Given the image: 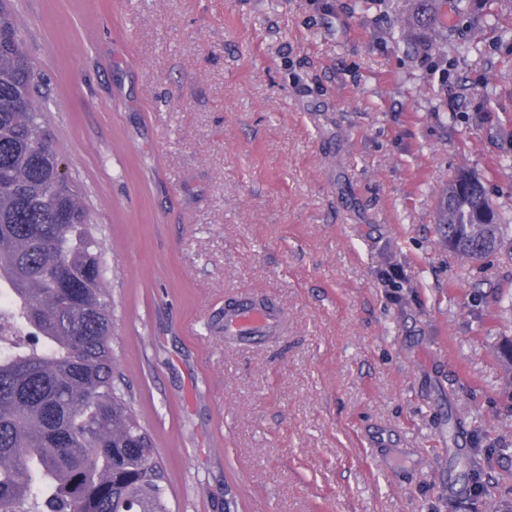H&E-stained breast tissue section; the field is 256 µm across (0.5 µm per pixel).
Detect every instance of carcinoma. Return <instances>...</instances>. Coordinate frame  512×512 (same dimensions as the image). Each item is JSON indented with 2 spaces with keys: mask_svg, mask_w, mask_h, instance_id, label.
<instances>
[{
  "mask_svg": "<svg viewBox=\"0 0 512 512\" xmlns=\"http://www.w3.org/2000/svg\"><path fill=\"white\" fill-rule=\"evenodd\" d=\"M409 2L401 27L430 31L445 5L460 15L470 0ZM22 27L0 0V283L28 329L0 335V512H171L154 438L116 376L103 229L81 181L59 170ZM437 224L467 261L512 260V225L475 176L448 181Z\"/></svg>",
  "mask_w": 512,
  "mask_h": 512,
  "instance_id": "1",
  "label": "carcinoma"
}]
</instances>
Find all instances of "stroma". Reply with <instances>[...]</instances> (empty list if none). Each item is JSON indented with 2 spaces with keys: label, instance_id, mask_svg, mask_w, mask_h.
<instances>
[{
  "label": "stroma",
  "instance_id": "1",
  "mask_svg": "<svg viewBox=\"0 0 512 512\" xmlns=\"http://www.w3.org/2000/svg\"><path fill=\"white\" fill-rule=\"evenodd\" d=\"M13 5L179 512L512 505V264L435 224L462 168L512 221V5L446 12L444 48L393 38L406 0ZM246 297L287 333L225 341Z\"/></svg>",
  "mask_w": 512,
  "mask_h": 512
}]
</instances>
